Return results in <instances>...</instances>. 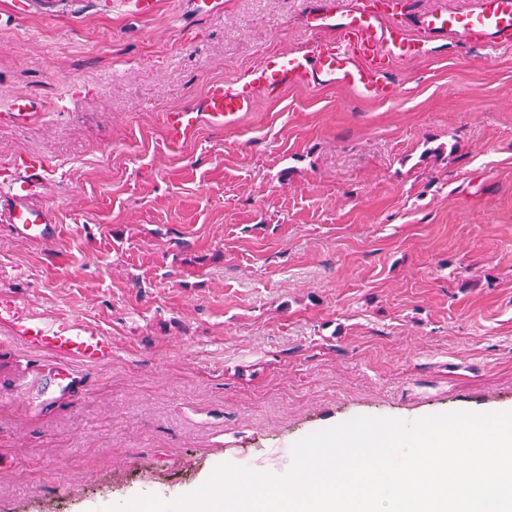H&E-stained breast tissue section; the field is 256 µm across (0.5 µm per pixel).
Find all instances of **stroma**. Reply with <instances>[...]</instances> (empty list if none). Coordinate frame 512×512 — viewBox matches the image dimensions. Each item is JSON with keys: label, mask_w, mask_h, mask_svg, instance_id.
Wrapping results in <instances>:
<instances>
[{"label": "stroma", "mask_w": 512, "mask_h": 512, "mask_svg": "<svg viewBox=\"0 0 512 512\" xmlns=\"http://www.w3.org/2000/svg\"><path fill=\"white\" fill-rule=\"evenodd\" d=\"M364 2L406 29L476 4ZM14 3L0 179L42 157L57 234L0 222V512L169 499L219 460L282 471L358 416L512 407V48L395 61L392 101L259 91L239 125L172 149L164 112L313 42L307 0ZM23 94L42 105L25 119ZM29 311L111 355L63 376L21 339Z\"/></svg>", "instance_id": "1"}]
</instances>
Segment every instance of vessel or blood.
Returning a JSON list of instances; mask_svg holds the SVG:
<instances>
[{"mask_svg": "<svg viewBox=\"0 0 512 512\" xmlns=\"http://www.w3.org/2000/svg\"><path fill=\"white\" fill-rule=\"evenodd\" d=\"M415 26L417 35H410L359 0H309L306 27L317 34V41L303 50L264 57L246 80L210 83L196 106L166 112L165 140L182 147L197 138L202 125L221 129L236 124L252 110L258 89L276 96L291 86L338 87L364 101L395 99L400 89L393 80V62L426 56L435 42L511 48L512 0H478L477 8L465 13L421 14ZM48 171L36 157L18 164L0 203L11 229L38 243L55 233L52 213L40 202ZM22 333L28 344L55 357L65 369L74 362L100 363L112 352L109 336L77 321L48 328L32 315Z\"/></svg>", "mask_w": 512, "mask_h": 512, "instance_id": "vessel-or-blood-1", "label": "vessel or blood"}]
</instances>
